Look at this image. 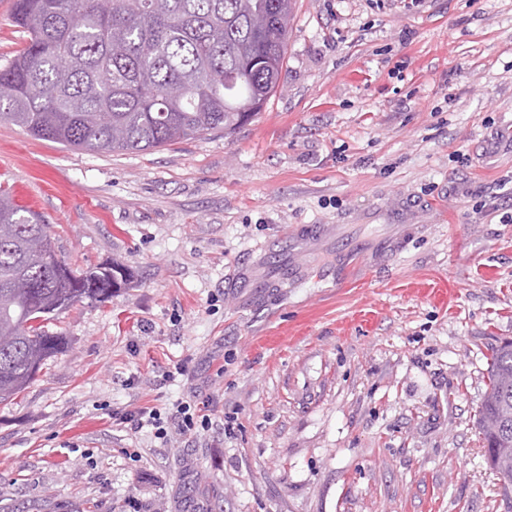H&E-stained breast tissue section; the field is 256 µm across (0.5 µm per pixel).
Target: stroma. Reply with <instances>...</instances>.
Instances as JSON below:
<instances>
[{
	"label": "stroma",
	"instance_id": "1",
	"mask_svg": "<svg viewBox=\"0 0 512 512\" xmlns=\"http://www.w3.org/2000/svg\"><path fill=\"white\" fill-rule=\"evenodd\" d=\"M280 84L138 153L0 121L61 258L132 274L0 404V512H512L478 427L512 340V0H297ZM180 400L210 426L112 418Z\"/></svg>",
	"mask_w": 512,
	"mask_h": 512
}]
</instances>
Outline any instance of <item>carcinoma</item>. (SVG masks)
I'll return each mask as SVG.
<instances>
[{
    "label": "carcinoma",
    "mask_w": 512,
    "mask_h": 512,
    "mask_svg": "<svg viewBox=\"0 0 512 512\" xmlns=\"http://www.w3.org/2000/svg\"><path fill=\"white\" fill-rule=\"evenodd\" d=\"M296 0H14L23 46L0 64V121L72 150L141 152L249 123L275 95ZM77 273L49 225L0 190V403L69 344L46 322L128 281ZM486 463L512 495V341L491 349Z\"/></svg>",
    "instance_id": "1"
}]
</instances>
